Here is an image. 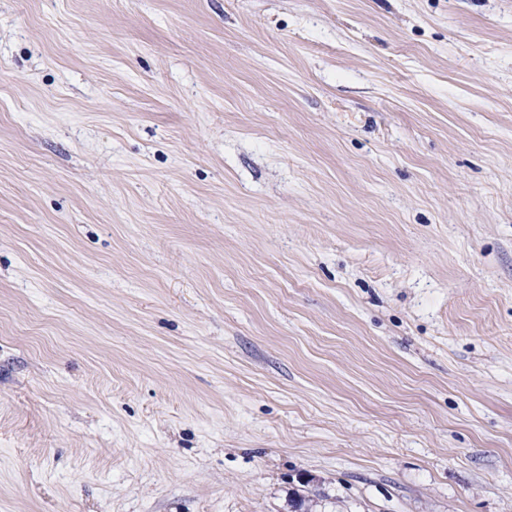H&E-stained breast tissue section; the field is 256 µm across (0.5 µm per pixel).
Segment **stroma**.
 <instances>
[{
    "mask_svg": "<svg viewBox=\"0 0 512 512\" xmlns=\"http://www.w3.org/2000/svg\"><path fill=\"white\" fill-rule=\"evenodd\" d=\"M512 512V0H0V512Z\"/></svg>",
    "mask_w": 512,
    "mask_h": 512,
    "instance_id": "obj_1",
    "label": "stroma"
}]
</instances>
